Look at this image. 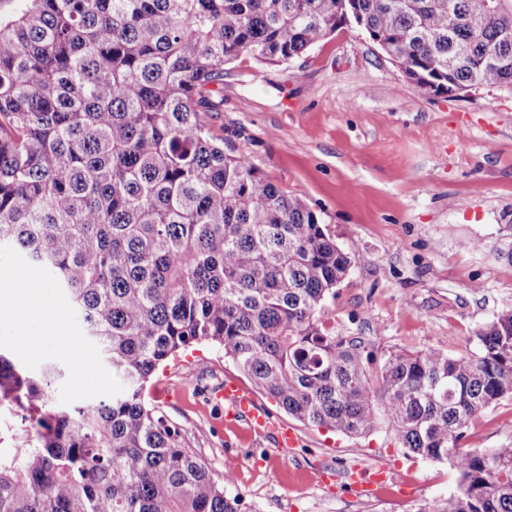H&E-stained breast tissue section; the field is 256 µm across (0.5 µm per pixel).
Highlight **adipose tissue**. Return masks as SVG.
Returning a JSON list of instances; mask_svg holds the SVG:
<instances>
[{
  "label": "adipose tissue",
  "mask_w": 512,
  "mask_h": 512,
  "mask_svg": "<svg viewBox=\"0 0 512 512\" xmlns=\"http://www.w3.org/2000/svg\"><path fill=\"white\" fill-rule=\"evenodd\" d=\"M6 299L0 304V313L10 315L18 324V341L27 348L34 349L43 344L45 339L58 341L62 350L67 352L76 363L78 369H86L79 346V339L70 334L62 318L53 316L55 299L47 286L38 285L34 289L19 287L11 279L5 280ZM38 293L45 310L41 318H33L26 303L31 293Z\"/></svg>",
  "instance_id": "1"
}]
</instances>
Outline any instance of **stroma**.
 Segmentation results:
<instances>
[{"label": "stroma", "instance_id": "stroma-1", "mask_svg": "<svg viewBox=\"0 0 512 512\" xmlns=\"http://www.w3.org/2000/svg\"><path fill=\"white\" fill-rule=\"evenodd\" d=\"M224 150L304 200L351 257L329 299L340 336L362 338L376 359L390 352L477 350L475 331L512 306V93L480 88L451 98L410 85L354 23L280 65L242 56L224 68V109L209 119ZM476 239L483 249H461ZM0 349L31 368H64L58 402L111 397L110 368L88 375L55 343L32 351L0 317ZM249 379L222 347L195 344L162 364L145 400L179 429L215 478L233 471L227 495L241 512H417L456 485L449 464L407 457L387 426L347 437L298 421L264 394L274 430L298 443L277 447L274 430L226 425L214 392ZM512 442V400L493 405L466 432L464 447ZM360 467L397 472L378 494H358Z\"/></svg>", "mask_w": 512, "mask_h": 512}]
</instances>
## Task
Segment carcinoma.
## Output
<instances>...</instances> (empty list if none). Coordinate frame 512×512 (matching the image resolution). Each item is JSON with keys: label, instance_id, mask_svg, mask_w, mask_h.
<instances>
[{"label": "carcinoma", "instance_id": "1", "mask_svg": "<svg viewBox=\"0 0 512 512\" xmlns=\"http://www.w3.org/2000/svg\"><path fill=\"white\" fill-rule=\"evenodd\" d=\"M0 15V248L42 268L123 388L62 406V376L0 351V512H239L145 384L191 344L224 348L312 427L448 463L418 512H512V442L461 440L512 398V307L479 352L394 351L377 375L325 303L351 258L299 197L224 152V65L283 64L351 19L415 87L512 92V0H19Z\"/></svg>", "mask_w": 512, "mask_h": 512}]
</instances>
